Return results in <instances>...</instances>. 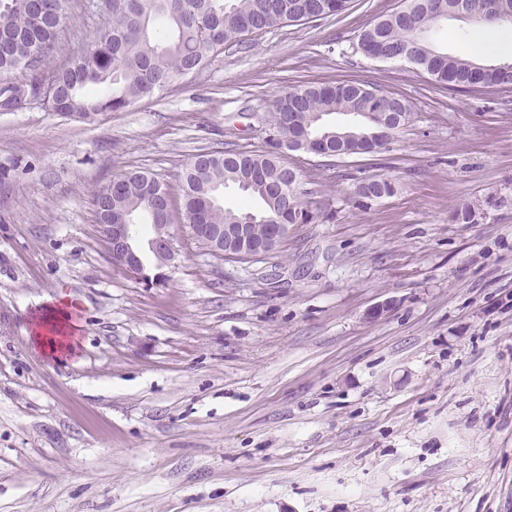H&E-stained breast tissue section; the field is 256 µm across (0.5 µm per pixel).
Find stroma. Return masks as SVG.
Instances as JSON below:
<instances>
[{"label": "stroma", "instance_id": "stroma-1", "mask_svg": "<svg viewBox=\"0 0 512 512\" xmlns=\"http://www.w3.org/2000/svg\"><path fill=\"white\" fill-rule=\"evenodd\" d=\"M401 6L268 30L91 122L0 112V512H512V92L366 57L358 32ZM73 13L55 62L104 25ZM473 27L439 21L435 44L512 61V24ZM340 80L412 112L377 158L304 163V201L334 220L250 263L173 224L179 257L150 282L112 262L97 188L140 170L179 193L199 148L261 146L289 87ZM368 175L397 191L353 207ZM491 195L486 220L452 222ZM64 299L75 351L53 359L33 319Z\"/></svg>", "mask_w": 512, "mask_h": 512}]
</instances>
